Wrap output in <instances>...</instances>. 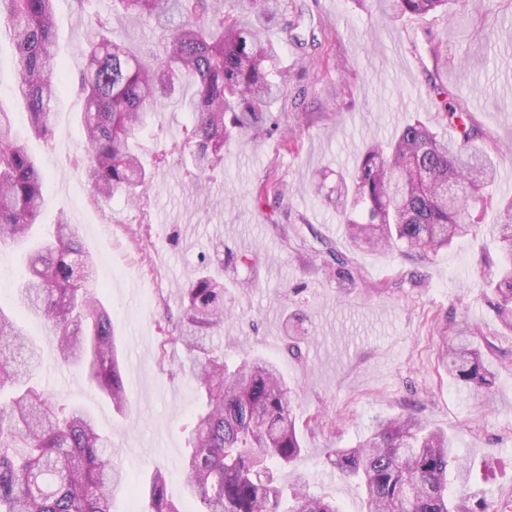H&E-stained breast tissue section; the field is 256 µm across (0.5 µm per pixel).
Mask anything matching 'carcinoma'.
Segmentation results:
<instances>
[{
    "mask_svg": "<svg viewBox=\"0 0 512 512\" xmlns=\"http://www.w3.org/2000/svg\"><path fill=\"white\" fill-rule=\"evenodd\" d=\"M392 14L427 15L460 0H387ZM240 18L221 0H112V10L152 21L166 32L147 65L112 37V14L90 21L78 86L84 94L81 123L86 149L76 168L95 202L116 195L138 202L147 172L135 144L162 99L185 83L195 93L183 100L191 126L170 153L191 158L196 184L224 160L235 136L264 130L262 116L282 94L286 75L267 39L273 20L288 15L290 0H237ZM54 0H0V23L15 47V93L23 101L32 135L52 140L64 69L57 59ZM446 137L421 122L401 126L388 143L371 144L355 170L339 175L346 237L359 249H397L424 259L477 233L471 205L484 202L497 167L491 140L460 103L437 92ZM468 193L448 205L446 188ZM44 204V175L37 157L13 132L12 115L0 109V245L23 246L27 275L17 288L24 311L43 321L57 339L62 362L83 372L88 385L124 409V385L109 311L84 281L93 260L80 245L78 227L60 217L47 234L31 230ZM492 234L503 260L486 280L499 309L512 311V200L500 205ZM330 274L352 281L346 258L332 248ZM184 317L163 344L199 352L183 374L203 398L183 468L196 512H341L326 495L296 481L286 492L277 470L303 452L288 384L263 358L229 369L224 352L202 341L224 327L223 276L204 271L183 289ZM451 379L474 393L486 392L494 374L464 329L445 342ZM40 363L13 315L0 307V512H112V492L124 478L112 460L111 437L85 409L57 404L29 385ZM327 460L361 488L364 512H487L453 495L448 470L456 462L448 434L413 416L379 423L355 448H331ZM157 469L145 483L144 512H181Z\"/></svg>",
    "mask_w": 512,
    "mask_h": 512,
    "instance_id": "1",
    "label": "carcinoma"
}]
</instances>
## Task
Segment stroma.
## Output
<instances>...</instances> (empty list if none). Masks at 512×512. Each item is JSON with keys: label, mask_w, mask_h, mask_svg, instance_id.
<instances>
[{"label": "stroma", "mask_w": 512, "mask_h": 512, "mask_svg": "<svg viewBox=\"0 0 512 512\" xmlns=\"http://www.w3.org/2000/svg\"><path fill=\"white\" fill-rule=\"evenodd\" d=\"M296 32L275 21L270 37L288 76L271 108V125L224 150L205 186L194 184L177 157L154 159L179 138L189 113L159 109L138 139L152 164L144 202L118 196L101 206L75 169L85 144L79 123L84 99L76 84L62 88L51 143L30 139L47 176L43 224L81 214V243L95 259L93 286L112 316L120 370L129 394L126 414L95 389L71 386L56 343L40 321L25 317V334L40 350L33 375L54 400L91 410L112 438L113 459L132 480L154 469L167 475V495L192 512L182 461L202 401L183 378V347L161 340L180 319L183 288L197 270L223 271L231 320L213 338L236 366L248 356L274 361L293 389V413L304 453L279 471L289 485L302 473L310 491L335 497L342 512H360L354 481L325 461L377 422L416 413L448 431L466 467V492L492 506L512 502V318L499 313L482 283L500 245L488 234L497 199L512 197V0H466L451 14L392 18L379 0H292ZM58 53L76 72L87 20L76 0H56ZM112 15V29L129 50L151 61L161 31L151 22ZM14 48L0 36V108L27 128L14 92ZM445 85L493 141L498 160L494 200L481 207L480 229L451 248L412 264L400 252L353 248L343 234L334 195L337 174L354 166L365 144L388 140L407 122L441 125L432 85ZM326 176L322 195L307 188ZM281 182L279 207L258 204L264 184ZM300 225V234L287 229ZM347 255L355 280L328 277L325 246ZM467 323L495 374L489 392L456 387L442 346Z\"/></svg>", "instance_id": "35a3bbf8"}]
</instances>
